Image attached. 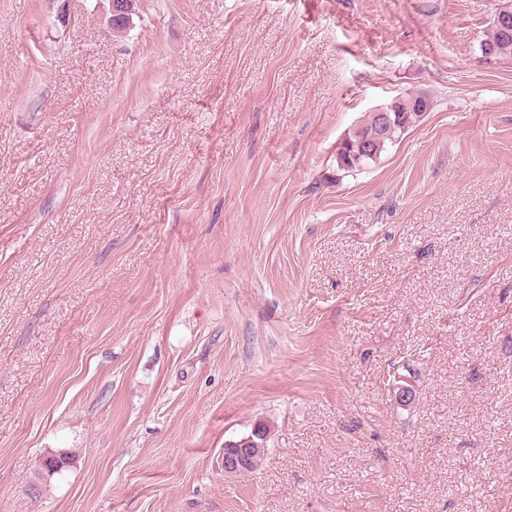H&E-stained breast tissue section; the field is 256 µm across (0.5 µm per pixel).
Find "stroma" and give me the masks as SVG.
Listing matches in <instances>:
<instances>
[{
	"label": "stroma",
	"instance_id": "35a3bbf8",
	"mask_svg": "<svg viewBox=\"0 0 512 512\" xmlns=\"http://www.w3.org/2000/svg\"><path fill=\"white\" fill-rule=\"evenodd\" d=\"M502 2L0 0V512H512ZM481 42H486L489 45L494 58L499 62L512 59V17L504 21H497L494 14L489 23V30ZM395 111L398 112L399 122L385 137H376V129L373 121V113L381 127L392 123V112L387 109L390 103L378 106L368 113L361 127L348 133L341 142L337 153L336 161L338 167L344 171L360 170L375 162L385 150L387 144L397 141L399 135L419 121L425 112L431 109L430 98L424 94H404L392 99ZM264 427L258 426L254 429L252 428L248 435L238 440H230L227 446L224 445V448H229L224 458L225 473L231 475L248 473L250 458V472L261 464L265 455L267 442V428ZM240 446H242V448H239ZM250 450L251 453L249 456Z\"/></svg>",
	"mask_w": 512,
	"mask_h": 512
}]
</instances>
